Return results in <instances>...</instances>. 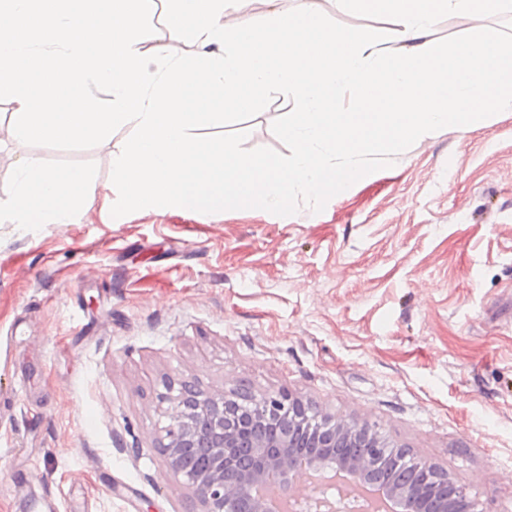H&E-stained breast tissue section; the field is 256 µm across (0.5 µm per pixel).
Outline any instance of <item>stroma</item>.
<instances>
[{
  "instance_id": "obj_1",
  "label": "stroma",
  "mask_w": 512,
  "mask_h": 512,
  "mask_svg": "<svg viewBox=\"0 0 512 512\" xmlns=\"http://www.w3.org/2000/svg\"><path fill=\"white\" fill-rule=\"evenodd\" d=\"M275 96L238 123L285 152ZM0 104V200L24 154L88 172L70 224L0 222V512H196L161 451L165 396L290 392L512 512V110L417 140L324 210L105 218L99 145L18 147Z\"/></svg>"
}]
</instances>
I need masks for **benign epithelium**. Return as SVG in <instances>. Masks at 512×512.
<instances>
[{
  "label": "benign epithelium",
  "mask_w": 512,
  "mask_h": 512,
  "mask_svg": "<svg viewBox=\"0 0 512 512\" xmlns=\"http://www.w3.org/2000/svg\"><path fill=\"white\" fill-rule=\"evenodd\" d=\"M169 401L163 452L169 468L193 490L198 512H271L255 494L261 484L273 485L294 507L303 501L294 491L300 473L331 474L328 483L344 499L367 489L373 482L370 472L390 460L408 461L406 470L428 471L431 482L379 485L372 494L392 503L387 512H479L467 486L386 446L368 421L323 416L308 448L300 452L297 423L307 407L287 393L228 395L184 381Z\"/></svg>",
  "instance_id": "7a95c632"
}]
</instances>
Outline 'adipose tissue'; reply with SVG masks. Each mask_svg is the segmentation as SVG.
Returning a JSON list of instances; mask_svg holds the SVG:
<instances>
[{"instance_id": "adipose-tissue-1", "label": "adipose tissue", "mask_w": 512, "mask_h": 512, "mask_svg": "<svg viewBox=\"0 0 512 512\" xmlns=\"http://www.w3.org/2000/svg\"><path fill=\"white\" fill-rule=\"evenodd\" d=\"M87 183L79 170L60 171L46 166L39 158L23 157L19 166L14 195L0 201L12 223L69 224L80 202V192Z\"/></svg>"}]
</instances>
